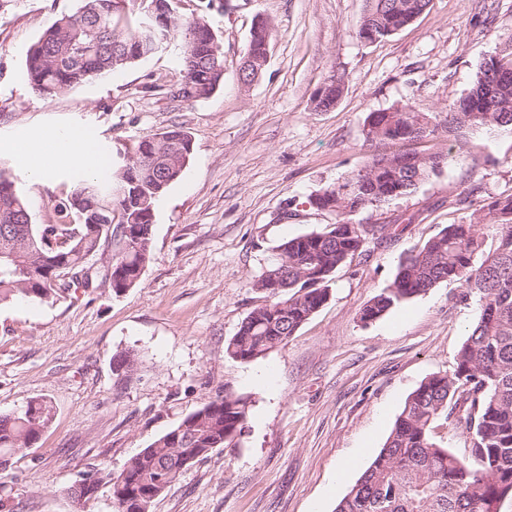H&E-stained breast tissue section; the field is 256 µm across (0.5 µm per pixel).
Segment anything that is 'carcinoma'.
Returning <instances> with one entry per match:
<instances>
[{"mask_svg":"<svg viewBox=\"0 0 512 512\" xmlns=\"http://www.w3.org/2000/svg\"><path fill=\"white\" fill-rule=\"evenodd\" d=\"M81 0L74 14L55 15L31 47L25 77L31 89L52 99L97 77L112 74L181 37L180 82L187 99H206L220 85L223 52L218 36L201 19L184 24L172 0ZM431 0H366L358 33L374 40L409 25ZM154 14L163 23L140 26ZM270 26L252 31L242 72L249 84L263 72ZM343 92L336 79L319 90L316 107L328 109ZM480 129L512 133V69L481 62L466 96L448 111L422 112L395 105L365 120V142H414L442 133L464 153L467 135ZM189 134L179 127L146 136L133 159L119 167L103 156V176L72 175L73 190L54 200L45 224L32 223L24 197L0 171V305L15 300L53 302L82 288L108 285L115 294L135 287L152 247L157 200L183 175L191 157ZM436 153L384 154L371 151L356 170L311 198L318 210L336 213L329 227L293 237L253 284L264 303L254 308L227 342L233 359L251 361L292 336L325 303L338 267L363 252L366 229L349 216L414 192L441 168ZM494 243L481 263L475 254L485 238ZM457 282L479 295L480 314L462 344L450 374L425 380L406 399L383 448L335 512H496L503 492L512 497V195L499 196L476 218L450 224L422 248L407 254L394 280L363 307L361 319L375 320L393 307L441 282ZM247 401L232 392L216 396L132 457L117 476L87 473L70 489L84 504L109 486L114 512H149V506L188 468L241 435ZM54 416L45 399L19 414L0 415V465L32 446ZM455 417L471 436L466 463L438 446L432 425Z\"/></svg>","mask_w":512,"mask_h":512,"instance_id":"1","label":"carcinoma"}]
</instances>
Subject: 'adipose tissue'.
<instances>
[{"label":"adipose tissue","instance_id":"obj_1","mask_svg":"<svg viewBox=\"0 0 512 512\" xmlns=\"http://www.w3.org/2000/svg\"><path fill=\"white\" fill-rule=\"evenodd\" d=\"M48 144L53 147L54 161L75 166L89 175L100 173L102 157L93 141L81 129L62 127L47 132L44 140H33L17 149V161L29 171L32 178L41 180L54 173V161H47L44 155V147Z\"/></svg>","mask_w":512,"mask_h":512}]
</instances>
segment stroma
<instances>
[{
    "label": "stroma",
    "mask_w": 512,
    "mask_h": 512,
    "mask_svg": "<svg viewBox=\"0 0 512 512\" xmlns=\"http://www.w3.org/2000/svg\"><path fill=\"white\" fill-rule=\"evenodd\" d=\"M79 0H0V169L46 223L70 192L67 167L47 181L18 166L12 144L58 126L84 129L126 162L145 136L179 126L193 141L182 179L158 201L150 259L125 293L76 291L52 303L0 306V415L50 400L52 423L0 467L12 512H113L111 492L79 506L69 488L86 472L120 473L130 458L232 391L249 402L233 447L182 472L151 512H333L384 446L407 397L452 372L479 315L477 294L442 282L363 322L401 258L447 225L470 221L512 194V134L476 131L470 154H448L446 136L382 153L445 154L410 195L352 215L374 229L362 255L338 268L329 298L288 342L249 362L228 340L264 302L252 284L284 240L336 223L310 203L364 159L369 113L397 104L441 111L465 96L483 59L512 35V0H432L382 41L358 35L365 0H175L180 21L202 18L221 41L224 79L209 98L175 101L180 41L53 99L25 78L31 46L53 15ZM272 28L269 59L252 84L239 70L258 20ZM336 105L317 109L331 78ZM135 352L134 371L116 360Z\"/></svg>",
    "instance_id": "obj_1"
}]
</instances>
